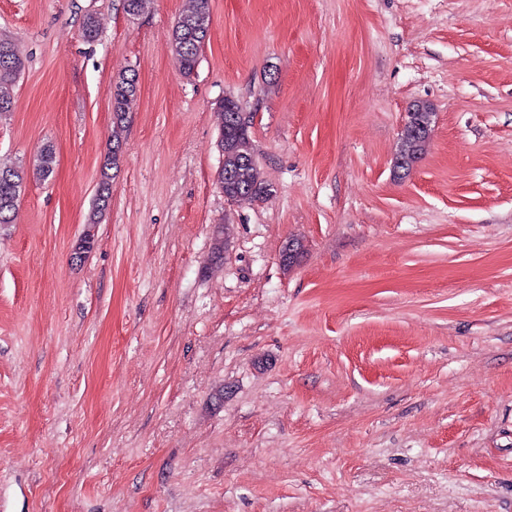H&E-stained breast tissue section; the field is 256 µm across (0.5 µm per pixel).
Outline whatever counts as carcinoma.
I'll use <instances>...</instances> for the list:
<instances>
[{
  "label": "carcinoma",
  "mask_w": 512,
  "mask_h": 512,
  "mask_svg": "<svg viewBox=\"0 0 512 512\" xmlns=\"http://www.w3.org/2000/svg\"><path fill=\"white\" fill-rule=\"evenodd\" d=\"M211 21L210 0H188V6L176 18L170 36L172 52L179 71L189 77L199 62ZM103 26V19L95 14L88 15L82 26V36L88 42L97 40ZM25 62L15 53L9 39L0 38V115L13 109V87L25 71ZM112 102V142L121 141L126 127L131 102L138 93L136 73H122L115 77L108 89ZM241 111L238 101L224 98L219 104L221 120L218 147L224 157V169L218 172V180L227 197H261L265 186L258 181L253 156V144L249 127L233 122L231 114ZM435 113L426 102H417L408 110V120L400 134L394 167L407 171L424 153L429 140ZM118 157L109 155L101 169L100 197L97 198L95 214L88 219L91 226L96 224V214L107 207L110 193L107 170L116 165ZM55 155L52 146H43L33 165L34 174L48 179L53 171ZM27 180V171L21 167L0 163V224H10L18 206Z\"/></svg>",
  "instance_id": "obj_1"
}]
</instances>
